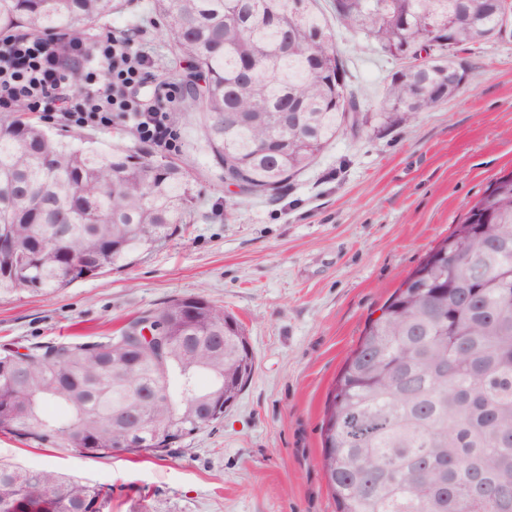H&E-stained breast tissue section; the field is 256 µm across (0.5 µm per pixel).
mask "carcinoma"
<instances>
[{
    "label": "carcinoma",
    "instance_id": "1",
    "mask_svg": "<svg viewBox=\"0 0 512 512\" xmlns=\"http://www.w3.org/2000/svg\"><path fill=\"white\" fill-rule=\"evenodd\" d=\"M303 7L297 8L296 2ZM475 0H155L175 52L184 109L200 115L212 158L251 193L273 192L344 130L412 122L464 87L448 86L454 53L497 36L499 18ZM122 0H0V30L78 37ZM380 51L429 50L401 64L379 111L348 89L329 16ZM254 68L258 78L244 72ZM302 98L299 128L279 113ZM259 120L224 124V113ZM194 199L175 163L114 149H76L21 115H0V296L50 294L124 268L164 244ZM71 225L67 243L52 224ZM168 348L131 331L104 341L0 351V432L59 443L93 458L114 450L162 452L203 428L194 404L235 380L242 323L201 295L148 314ZM223 337L216 344L213 337ZM157 391L145 404L141 395ZM322 455L336 512H512V176L493 179L464 220L439 241L368 321L327 401ZM112 489L48 469L0 463V512H106Z\"/></svg>",
    "mask_w": 512,
    "mask_h": 512
}]
</instances>
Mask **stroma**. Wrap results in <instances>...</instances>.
I'll use <instances>...</instances> for the list:
<instances>
[{
	"instance_id": "35a3bbf8",
	"label": "stroma",
	"mask_w": 512,
	"mask_h": 512,
	"mask_svg": "<svg viewBox=\"0 0 512 512\" xmlns=\"http://www.w3.org/2000/svg\"><path fill=\"white\" fill-rule=\"evenodd\" d=\"M154 0H127L99 33L139 29L158 67L175 66ZM363 111L374 112L398 60L336 30ZM467 88L414 122L345 131L279 191L243 195L214 166L198 115L175 108L178 148L145 147L123 118L49 133L92 148L147 149L191 176L194 200L172 238L129 266L49 295L0 297V347L117 335L168 300L200 294L236 316L256 369L221 422L164 452L86 458L0 433V461L49 468L112 490V512H336L320 467L327 398L369 319L512 171V36L457 51Z\"/></svg>"
}]
</instances>
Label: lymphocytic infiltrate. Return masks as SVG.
<instances>
[{
  "label": "lymphocytic infiltrate",
  "mask_w": 512,
  "mask_h": 512,
  "mask_svg": "<svg viewBox=\"0 0 512 512\" xmlns=\"http://www.w3.org/2000/svg\"><path fill=\"white\" fill-rule=\"evenodd\" d=\"M144 45L108 33L73 41L24 30L0 32V111L57 112L66 124L108 128L129 118L138 138L172 146L177 83L156 80Z\"/></svg>",
  "instance_id": "lymphocytic-infiltrate-1"
}]
</instances>
